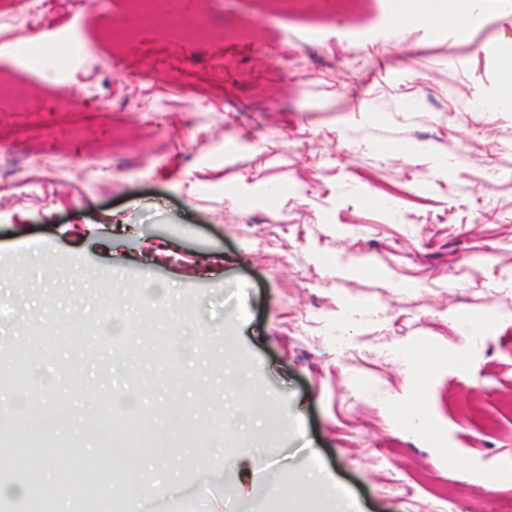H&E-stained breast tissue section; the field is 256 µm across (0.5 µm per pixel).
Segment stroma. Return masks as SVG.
I'll use <instances>...</instances> for the list:
<instances>
[{
  "label": "stroma",
  "instance_id": "1",
  "mask_svg": "<svg viewBox=\"0 0 512 512\" xmlns=\"http://www.w3.org/2000/svg\"><path fill=\"white\" fill-rule=\"evenodd\" d=\"M184 7L203 28L174 39L125 0L0 18L19 91L0 98V373L40 352L56 471L76 448L149 466L151 503L124 485L125 512H336L278 497L283 468L354 512H437L448 490L488 512L492 472L511 499L512 111L472 102L504 77L512 0L437 41L386 0ZM111 28L131 32L115 50ZM50 40L39 65L16 54ZM432 156L458 163L443 178ZM131 415L192 465L132 454Z\"/></svg>",
  "mask_w": 512,
  "mask_h": 512
}]
</instances>
